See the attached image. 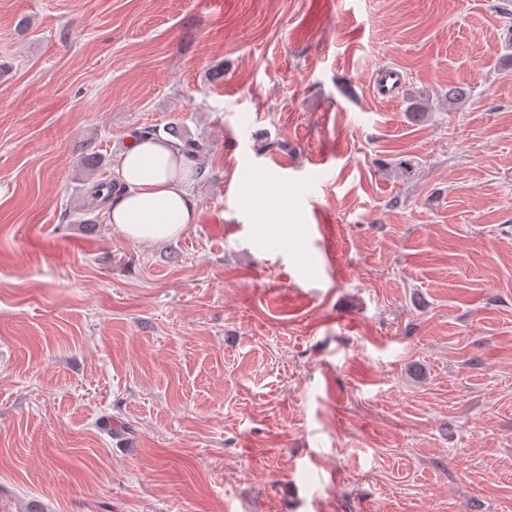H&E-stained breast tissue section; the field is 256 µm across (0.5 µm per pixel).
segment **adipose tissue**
<instances>
[{
  "instance_id": "1",
  "label": "adipose tissue",
  "mask_w": 512,
  "mask_h": 512,
  "mask_svg": "<svg viewBox=\"0 0 512 512\" xmlns=\"http://www.w3.org/2000/svg\"><path fill=\"white\" fill-rule=\"evenodd\" d=\"M112 172L117 188L105 203L104 215L107 224L126 239L158 244L196 223L190 163L172 140L131 139Z\"/></svg>"
}]
</instances>
